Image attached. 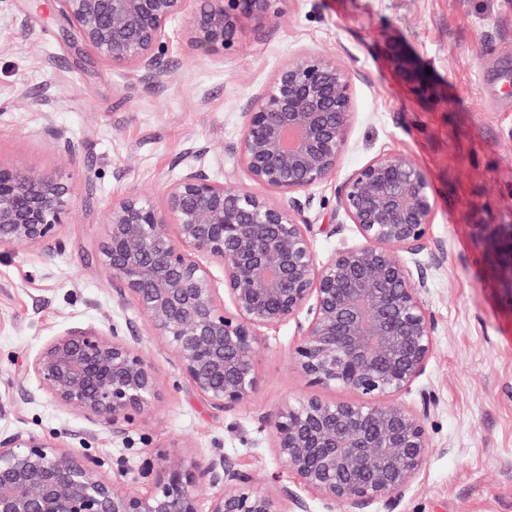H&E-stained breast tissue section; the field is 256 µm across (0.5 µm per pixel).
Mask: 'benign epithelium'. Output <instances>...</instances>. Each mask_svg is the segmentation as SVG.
I'll use <instances>...</instances> for the list:
<instances>
[{
	"label": "benign epithelium",
	"mask_w": 512,
	"mask_h": 512,
	"mask_svg": "<svg viewBox=\"0 0 512 512\" xmlns=\"http://www.w3.org/2000/svg\"><path fill=\"white\" fill-rule=\"evenodd\" d=\"M191 2L54 0V10L97 59L150 76L171 23L186 13L190 42L218 52L235 42L242 19L276 16L287 0H202L194 10ZM354 116L345 65L329 55L289 61L245 113L234 163L249 186L212 179L196 150V163L169 187L166 210L137 195L109 209L99 258L118 284L117 302L137 304L182 375L217 408L254 396L261 332L295 321L300 376L363 400L285 402L273 421L277 460L326 512L338 503L395 512L426 461L436 405L424 391L415 405L401 400L434 349L418 255L436 202L410 159L380 153L340 187L338 207L357 243L317 258L296 195L336 175ZM71 196L56 174L0 164V245L49 243ZM493 248L512 271L511 224L498 226ZM203 258L223 265L224 291ZM29 371L60 405L114 425L158 396L150 362L115 327L67 330ZM140 476L151 480L146 493L127 484L121 466L103 477L82 448L22 430L0 435V512H280L250 471L222 456L157 450Z\"/></svg>",
	"instance_id": "7a95c632"
}]
</instances>
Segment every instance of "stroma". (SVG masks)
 <instances>
[{"label":"stroma","instance_id":"stroma-1","mask_svg":"<svg viewBox=\"0 0 512 512\" xmlns=\"http://www.w3.org/2000/svg\"><path fill=\"white\" fill-rule=\"evenodd\" d=\"M188 18L170 26L155 75L98 61L49 0H0V162L55 173L72 188L52 245L0 246V433L57 435L136 475L151 450L223 455L260 488L320 498L278 463L271 424L310 394L296 370L294 322L265 330L258 389L214 407L181 374L133 301L117 304L100 261L109 208L128 195L166 205L167 191L203 150L209 175L243 187L233 163L254 97L277 69L306 53L343 62L356 112L336 175L311 188L306 232L319 259L355 243L337 198L346 177L386 151L407 156L436 198L420 254L436 324L433 354L414 392L432 394L429 451L397 512H512V283L483 245L481 224L512 225V0H289L281 15L245 22L219 53L195 47ZM401 49L424 71L418 98L393 61ZM118 327L151 363L160 396L123 423L58 404L27 366L72 327Z\"/></svg>","mask_w":512,"mask_h":512}]
</instances>
